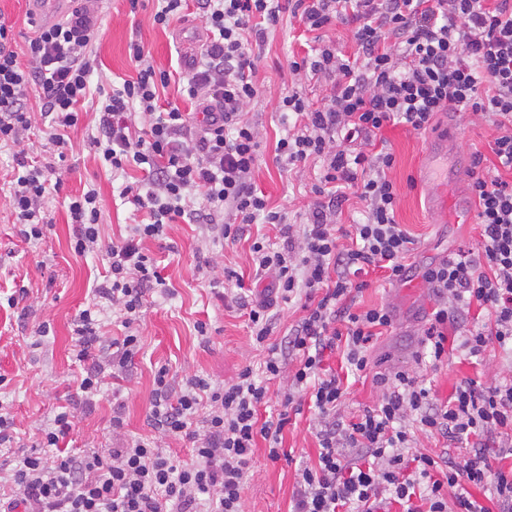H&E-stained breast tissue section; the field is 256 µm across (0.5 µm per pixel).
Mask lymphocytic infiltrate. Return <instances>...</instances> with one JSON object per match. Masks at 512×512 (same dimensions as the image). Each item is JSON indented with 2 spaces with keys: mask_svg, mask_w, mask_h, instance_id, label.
<instances>
[{
  "mask_svg": "<svg viewBox=\"0 0 512 512\" xmlns=\"http://www.w3.org/2000/svg\"><path fill=\"white\" fill-rule=\"evenodd\" d=\"M202 7L212 37L184 76L189 99L202 110L199 127L178 103L160 105L171 74L155 71L138 44L131 47L137 78L97 104L89 141L113 169L142 171L122 194L145 209L147 220L107 244L97 189L71 199L76 252L102 256L107 265L94 301L78 316L74 356L83 362L102 352L116 369L132 361L139 349L132 328L147 291L169 292L144 244L164 238L180 220L204 223L205 248L236 239L246 224L278 226L282 245H252L257 273L273 278L272 298L249 301L235 271L224 273L225 284L238 289L232 300L247 309L265 359L260 367H243L230 383L180 379L159 368L149 412L154 438H130L104 453L59 451L74 421L70 411L58 412L43 430V445L54 456L21 454L0 474V484L10 487L0 491V512H244L258 441H265L271 461L280 460L284 428L306 409L318 457L298 469L290 512H380L387 499L402 512H512V470L496 467L489 453L498 438L512 437L511 379L467 378L440 402L409 371L379 373L376 403L347 421L338 408L348 388L324 366L325 355L338 351L347 374L366 377L373 341L393 318L387 306L360 308L356 300L372 272L383 271L392 283L409 273L415 240L396 220L399 192L388 176L395 157L379 134L389 125L427 131L442 112L488 117L498 134L489 155L475 157L471 173L480 251L456 253L422 273L435 299L421 327V360L439 368L455 329L467 356L494 345L512 351V0H202ZM285 13L310 32L350 25L355 47L349 61L328 41L289 63L292 72L325 85L319 104L299 88L277 104L295 116L276 144L277 162L320 164L299 224L269 207L253 182L263 137L245 112L263 93L259 49ZM101 14L99 0H84L71 19L40 27L21 53L0 22V145L15 149L10 203L16 232L28 242L44 235L40 213L52 171L21 145V132L31 126L29 90L40 88L53 152L66 158V131L78 124L89 93L85 56ZM138 115L147 127L136 128ZM353 199L364 219L346 228L337 217ZM277 303L302 311L282 351L268 341ZM475 306L482 319L460 329ZM107 308L120 318L123 339L98 334ZM277 378L286 381L283 409L260 419L266 383ZM421 434L464 444L468 453L448 462L414 452ZM172 438L191 442V462L167 454ZM476 488L489 490V503L473 496Z\"/></svg>",
  "mask_w": 512,
  "mask_h": 512,
  "instance_id": "obj_1",
  "label": "lymphocytic infiltrate"
}]
</instances>
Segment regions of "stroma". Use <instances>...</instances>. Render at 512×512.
<instances>
[{"label":"stroma","instance_id":"35a3bbf8","mask_svg":"<svg viewBox=\"0 0 512 512\" xmlns=\"http://www.w3.org/2000/svg\"><path fill=\"white\" fill-rule=\"evenodd\" d=\"M156 0H107L101 33L86 55L90 64L91 96L80 122L69 132L71 148L57 173L61 180L44 205L46 225L42 240L26 243L14 229L9 204L13 151L0 148V403L15 421V431L27 450H41V430L53 420L58 407L75 409V427L70 435L74 448H111L113 430L128 437H148L147 424L154 375L159 367H169L178 376L204 375L216 382L236 378L245 365H259L265 357L251 336L246 314L225 305L224 289L216 278L231 269L242 277L246 288L263 297L270 277H257L250 247L260 236L276 237L267 224L248 226L237 240L224 242L212 251H199L201 228L176 221L165 238L146 242L147 253L160 264L170 292L149 293L137 327L141 349L128 370L114 382L105 383L100 395L87 401L77 395L73 378L79 366L73 355L74 327L79 313L93 300V291L104 273L100 257L77 255L68 205L88 186H95L100 199L101 236L112 241L125 236L129 225L144 213L132 199L121 193L126 183L140 178L134 167L113 171L90 145L88 135L96 104L113 86L136 78L130 55L132 44L143 45L155 69H176L177 61L196 53L206 38V17L198 0H186L184 22L162 27L154 21ZM318 43L296 19L286 16L269 32L258 62V77L264 94L247 105L251 121L263 135V155L253 180L273 208L286 210L290 221H299L309 203L308 190L319 172L316 162L295 169L282 168L275 160V144L287 125L277 110L280 96L304 87L310 100L324 94L322 85L305 81L293 73L290 60L305 56ZM458 130L448 150L454 167L448 179V211L431 213L428 190L419 183L422 157L430 141L444 131ZM383 135L394 156L389 176L395 182L400 201L398 223L406 225L416 240L409 258L408 282L389 284L382 273L357 300L359 307L384 304L394 316L393 328L374 341L370 352V377L350 388L339 413L352 418L372 405L377 392L372 375L389 369L416 370L430 384L439 400H447L458 382L465 378L484 379L496 375L512 377V356L497 350L483 359L450 351L448 361L432 371L417 366V332L425 312L432 306L430 292L421 278L423 269L456 253L478 250L480 237L476 223L457 224L453 216L473 210L469 190L475 153L487 152L496 129L488 118L447 112L437 116L436 126L417 134L403 125L388 126ZM27 289L19 297V289ZM17 304H9L11 295ZM49 322L47 336H38L40 323ZM208 325L200 336L197 322ZM287 460L271 462L265 442H258L250 464L245 493V512H288L295 489L299 464L316 460L318 442L309 412L293 417L283 431Z\"/></svg>","mask_w":512,"mask_h":512}]
</instances>
